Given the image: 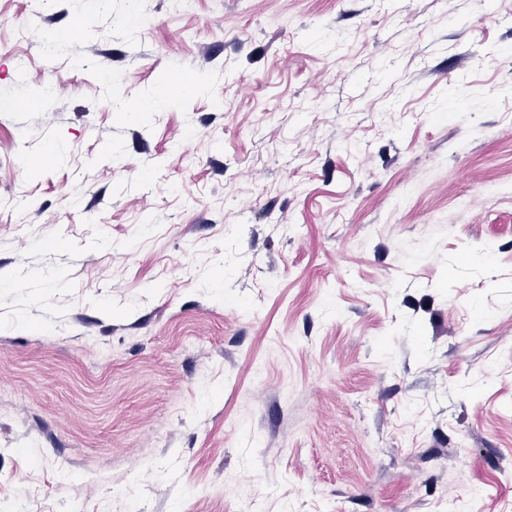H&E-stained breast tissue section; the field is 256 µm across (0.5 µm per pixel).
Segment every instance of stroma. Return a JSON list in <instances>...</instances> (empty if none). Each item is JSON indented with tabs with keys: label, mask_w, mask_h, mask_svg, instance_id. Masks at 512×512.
I'll list each match as a JSON object with an SVG mask.
<instances>
[{
	"label": "stroma",
	"mask_w": 512,
	"mask_h": 512,
	"mask_svg": "<svg viewBox=\"0 0 512 512\" xmlns=\"http://www.w3.org/2000/svg\"><path fill=\"white\" fill-rule=\"evenodd\" d=\"M138 9L0 0V512H512V0Z\"/></svg>",
	"instance_id": "1"
}]
</instances>
